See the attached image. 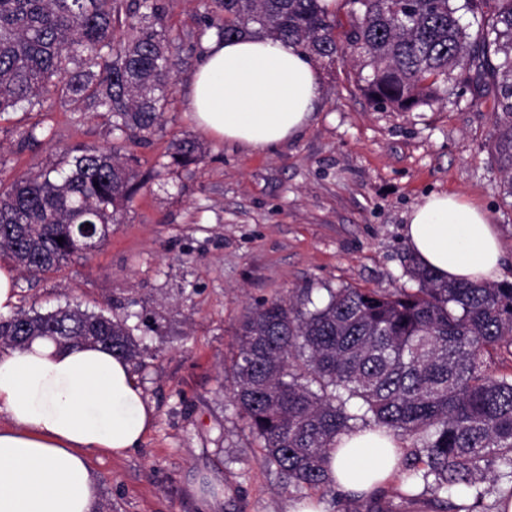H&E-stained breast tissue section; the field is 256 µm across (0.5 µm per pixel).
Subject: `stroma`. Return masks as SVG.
Wrapping results in <instances>:
<instances>
[{
    "label": "stroma",
    "instance_id": "stroma-1",
    "mask_svg": "<svg viewBox=\"0 0 512 512\" xmlns=\"http://www.w3.org/2000/svg\"><path fill=\"white\" fill-rule=\"evenodd\" d=\"M185 42L161 126L145 142L113 133L106 117L53 102L50 111L0 116V181L58 166L76 145L120 147L143 185L109 239L57 272L17 274L16 303L66 304L127 320L145 351L133 363L154 422L124 457L92 454L100 512H198L204 483L222 486L214 512H289L299 494L257 461L258 440L230 399L228 366L246 309L279 295L412 287L402 258L412 207L432 192L481 206L512 282V197L491 160L494 93L465 88L411 112L375 108L361 90L370 67L349 52L317 60L322 95L301 137L276 153L204 135L188 111L204 49L202 0H161ZM34 130L33 142L23 141ZM204 153L172 164L173 144Z\"/></svg>",
    "mask_w": 512,
    "mask_h": 512
}]
</instances>
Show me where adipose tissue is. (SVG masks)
Wrapping results in <instances>:
<instances>
[{
	"instance_id": "ef3b65f1",
	"label": "adipose tissue",
	"mask_w": 512,
	"mask_h": 512,
	"mask_svg": "<svg viewBox=\"0 0 512 512\" xmlns=\"http://www.w3.org/2000/svg\"><path fill=\"white\" fill-rule=\"evenodd\" d=\"M320 98L312 59L292 44L244 36L206 44L188 106L204 134L268 154L303 132ZM404 236L441 279L500 273L495 224L458 195L425 196ZM153 420L130 363L101 347L39 339L0 348V512H99L91 454L138 448ZM402 455L401 440L360 430L337 438L329 469L341 493L368 498L392 482Z\"/></svg>"
}]
</instances>
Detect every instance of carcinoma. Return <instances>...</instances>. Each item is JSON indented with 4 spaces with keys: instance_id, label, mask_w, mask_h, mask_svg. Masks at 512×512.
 I'll use <instances>...</instances> for the list:
<instances>
[{
    "instance_id": "1",
    "label": "carcinoma",
    "mask_w": 512,
    "mask_h": 512,
    "mask_svg": "<svg viewBox=\"0 0 512 512\" xmlns=\"http://www.w3.org/2000/svg\"><path fill=\"white\" fill-rule=\"evenodd\" d=\"M347 22L320 0H209L222 39L254 32L334 60L368 58L361 87L380 109L411 112L439 92L491 84V155L512 197V0H352ZM469 13L473 22L465 25ZM180 36L159 0H0V115L41 112L51 99L102 112L129 141L163 120ZM192 140L176 164L196 161ZM52 168L0 185V256L26 274L59 269L81 245L112 234L119 208L141 187L119 148L80 146ZM63 242H57V238ZM417 288L327 289V300L279 297L251 307L236 330L231 402L260 442L259 462L282 489L333 487L329 452L356 422L412 439L401 472L433 495L435 512H474L448 495L490 482L512 496V374L488 360L512 348V283L439 279L414 256ZM36 339L99 345L141 356L126 321L80 305L0 316V344Z\"/></svg>"
}]
</instances>
